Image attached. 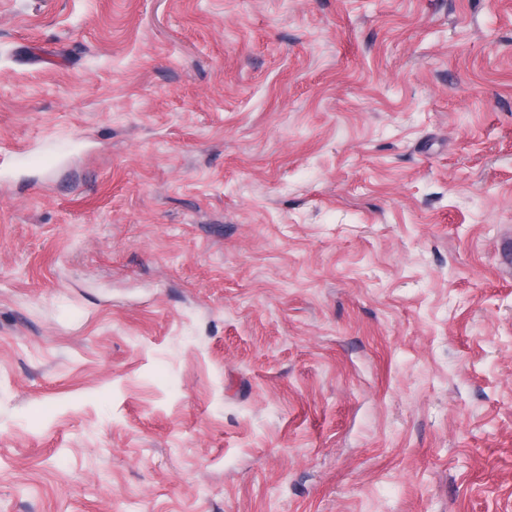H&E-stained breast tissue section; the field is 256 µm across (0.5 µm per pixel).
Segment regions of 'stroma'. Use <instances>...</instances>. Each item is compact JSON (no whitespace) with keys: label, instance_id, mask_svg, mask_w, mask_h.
<instances>
[{"label":"stroma","instance_id":"obj_1","mask_svg":"<svg viewBox=\"0 0 512 512\" xmlns=\"http://www.w3.org/2000/svg\"><path fill=\"white\" fill-rule=\"evenodd\" d=\"M512 0H0V512H512Z\"/></svg>","mask_w":512,"mask_h":512}]
</instances>
